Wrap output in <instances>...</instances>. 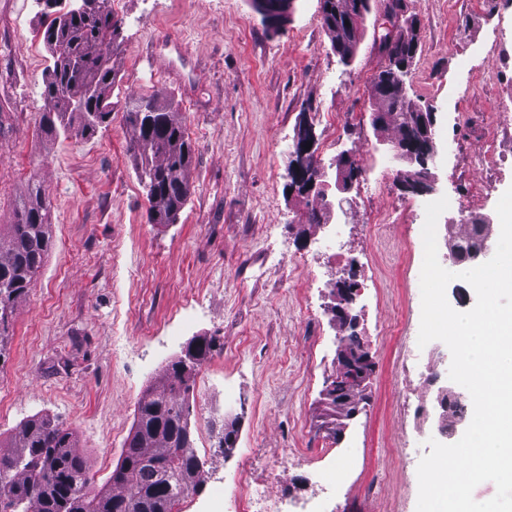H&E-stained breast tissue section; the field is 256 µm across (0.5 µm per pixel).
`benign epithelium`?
Wrapping results in <instances>:
<instances>
[{"instance_id": "1", "label": "benign epithelium", "mask_w": 512, "mask_h": 512, "mask_svg": "<svg viewBox=\"0 0 512 512\" xmlns=\"http://www.w3.org/2000/svg\"><path fill=\"white\" fill-rule=\"evenodd\" d=\"M373 0H357L356 9L349 23L364 28L367 15L372 10ZM385 15L395 27L410 21L408 3L406 0H384ZM262 21L268 26L277 27L285 19L286 10L281 0H263L259 8ZM436 118L433 112L416 113L414 131L404 140L394 141L389 146L393 159L401 166L397 176V184L404 194L413 196L431 195L436 190V178L430 171L429 163L435 154ZM314 142L310 126L303 122L298 126L294 140L293 160L288 168V187L301 195L309 196L316 206L328 214L344 212V204L349 201L347 194L351 192L358 180L359 170L353 164V159L347 151H340L341 159L348 165L336 171L334 186L336 193L330 195L323 187L324 170L309 171L306 168V157L313 149L306 144ZM494 247L492 225L485 224V230L478 244L468 252L459 253L449 250L452 260L459 264L478 266L482 264ZM356 289L352 282L343 277L336 281L335 305L331 308L334 320L342 328L347 329L357 325V315L354 314L356 304ZM337 372L326 388V405L323 413L325 425L332 426L336 437H341L346 428L345 421L354 419L359 413V404L348 407V413L341 417L335 416L342 395L349 389H362L371 379L375 363L365 346H353L346 339H340L336 350Z\"/></svg>"}]
</instances>
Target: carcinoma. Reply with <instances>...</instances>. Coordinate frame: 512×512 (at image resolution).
<instances>
[{"mask_svg": "<svg viewBox=\"0 0 512 512\" xmlns=\"http://www.w3.org/2000/svg\"><path fill=\"white\" fill-rule=\"evenodd\" d=\"M321 20L333 51L356 52L361 34L350 32L345 16L356 0H319ZM120 24L96 6L91 13L69 9L53 17L43 31L51 57L43 82L44 99L56 100L54 110L41 116V127L53 130L66 112L77 113L83 131L94 133L112 113L107 93L117 73L103 47L115 43ZM63 41L80 67L56 56L53 41ZM419 46L418 33L407 27L371 80L375 111L395 118L397 134L407 136L406 115L417 105L402 94L395 63ZM134 130L131 144L135 172L146 190L150 220L176 222L192 194L190 172L194 149L180 113L155 97H128L124 102ZM51 204L35 187L22 197L6 235L0 234V324L6 323L16 303L33 288L52 248ZM162 389H150L140 398L134 422L109 486L96 488L88 465L76 445L75 433L48 417L29 419L11 439L13 452L0 456V495L12 496L14 512H173L185 488L200 483L202 463L186 439V410L190 409L191 379L184 378L181 360L167 365Z\"/></svg>", "mask_w": 512, "mask_h": 512, "instance_id": "obj_1", "label": "carcinoma"}]
</instances>
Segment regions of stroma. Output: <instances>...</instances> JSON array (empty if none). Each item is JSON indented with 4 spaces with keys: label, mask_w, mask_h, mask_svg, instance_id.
Masks as SVG:
<instances>
[{
    "label": "stroma",
    "mask_w": 512,
    "mask_h": 512,
    "mask_svg": "<svg viewBox=\"0 0 512 512\" xmlns=\"http://www.w3.org/2000/svg\"><path fill=\"white\" fill-rule=\"evenodd\" d=\"M421 20L409 96L436 114L431 169L449 207L437 222L440 264L452 225L496 218L512 187V0H409ZM121 20L112 50L119 83L112 114L93 134L40 126L43 30L39 0H0V228L39 185L52 205L53 247L11 317L0 362V444L34 416L76 433L95 483L109 478L137 403L161 388L165 366L196 337L219 347L198 367L190 424L203 464L200 492L181 512L233 499L244 467L281 498L283 512L317 499L315 474L336 486L335 512H416V465L434 437L426 372L451 387V354L419 346L422 230L427 197L402 193L386 149L396 131L374 129L368 88L382 56L383 21L370 14L351 66L331 50L319 0H293L266 27L252 0H103ZM173 102L194 147L192 195L176 223L149 221L128 147L122 102ZM337 117L327 128L324 113ZM314 151L335 167L348 150L361 175L338 218L344 260L373 281L356 312L375 362L361 411L342 438L316 427L337 370L335 281L343 262L324 250L306 199L289 195L291 145L300 121ZM382 222L376 235L366 225ZM314 258L312 268L272 264L269 253ZM199 291L189 302L190 291ZM314 313L301 318L299 305ZM238 419L234 448L211 422ZM285 448L301 467L282 471Z\"/></svg>",
    "instance_id": "obj_1"
}]
</instances>
